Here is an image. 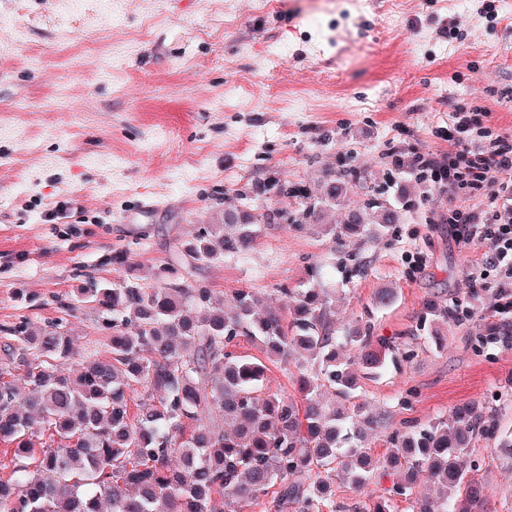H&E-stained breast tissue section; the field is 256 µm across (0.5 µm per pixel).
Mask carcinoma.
Wrapping results in <instances>:
<instances>
[{
	"label": "carcinoma",
	"instance_id": "cac0c4a2",
	"mask_svg": "<svg viewBox=\"0 0 512 512\" xmlns=\"http://www.w3.org/2000/svg\"><path fill=\"white\" fill-rule=\"evenodd\" d=\"M352 184L331 179L313 196L291 189L302 228L324 212L344 211L324 227L333 243L381 236L398 223L378 197L345 203ZM268 215L226 206L221 222L176 248L162 273L180 283L144 286L130 276L106 287L88 281L77 301L102 314L108 356H81L74 375L58 367L78 356L68 323L7 329L0 354V443L11 445L12 475L0 479V512H245L270 495L276 512H340L336 472L361 488L376 470L399 479L389 493L409 498L418 479L439 493L413 500L412 512H480V466L472 445L493 428L476 403L447 418L390 437L378 458L361 445L382 419L356 402L352 365L381 372L393 347L371 326L337 335L323 288L286 289L288 312L263 306L249 288L231 308L191 283L201 264L244 257ZM263 358L238 355L239 339ZM354 349L342 362L337 346ZM154 354L145 360L141 352ZM294 365L297 395L265 392V362ZM142 388L137 410L131 395ZM299 474L307 480L295 479Z\"/></svg>",
	"mask_w": 512,
	"mask_h": 512
}]
</instances>
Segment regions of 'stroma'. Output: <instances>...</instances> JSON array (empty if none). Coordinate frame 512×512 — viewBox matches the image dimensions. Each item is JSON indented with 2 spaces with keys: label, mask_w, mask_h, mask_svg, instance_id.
<instances>
[{
  "label": "stroma",
  "mask_w": 512,
  "mask_h": 512,
  "mask_svg": "<svg viewBox=\"0 0 512 512\" xmlns=\"http://www.w3.org/2000/svg\"><path fill=\"white\" fill-rule=\"evenodd\" d=\"M0 0V326L61 318L88 278L152 285L175 246L219 218L225 203L273 218L244 258L202 266L196 280L231 300L250 288L284 307L329 269L332 321L371 316L393 361L360 379L358 401L387 417L370 436L425 426L474 401L493 412L494 438L471 451L484 512H512V342L503 272L475 279L473 250L447 217L494 207L489 189L437 188L390 154L447 153L451 112L512 134V8L495 0ZM456 25V38L443 33ZM348 202L373 194L398 224L333 245L320 226L294 228L289 186L319 193L349 172ZM64 217L51 219L58 202ZM126 264L112 266L113 251ZM424 267H415L414 256ZM382 288L395 302L372 310ZM471 314L436 327L432 303ZM79 352L103 350L101 319L84 304L70 320Z\"/></svg>",
  "instance_id": "1"
}]
</instances>
